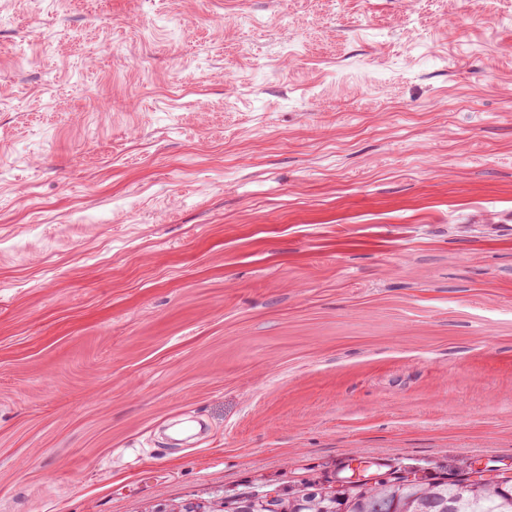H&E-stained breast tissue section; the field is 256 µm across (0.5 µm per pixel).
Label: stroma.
<instances>
[{
    "mask_svg": "<svg viewBox=\"0 0 512 512\" xmlns=\"http://www.w3.org/2000/svg\"><path fill=\"white\" fill-rule=\"evenodd\" d=\"M512 0H0V512L512 476Z\"/></svg>",
    "mask_w": 512,
    "mask_h": 512,
    "instance_id": "1",
    "label": "stroma"
}]
</instances>
